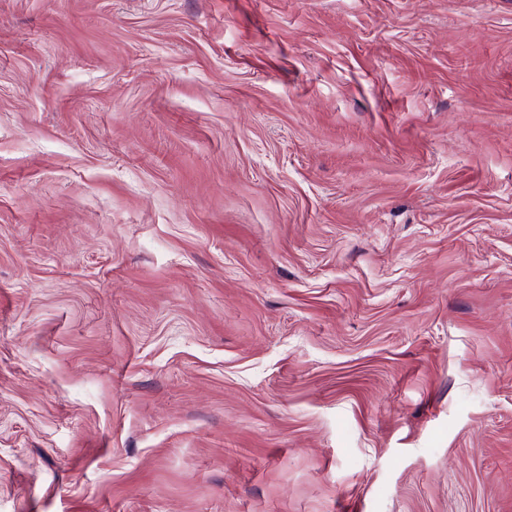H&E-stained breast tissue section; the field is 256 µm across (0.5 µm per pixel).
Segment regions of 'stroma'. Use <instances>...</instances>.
<instances>
[{
    "mask_svg": "<svg viewBox=\"0 0 512 512\" xmlns=\"http://www.w3.org/2000/svg\"><path fill=\"white\" fill-rule=\"evenodd\" d=\"M0 512H512V0H0Z\"/></svg>",
    "mask_w": 512,
    "mask_h": 512,
    "instance_id": "obj_1",
    "label": "stroma"
}]
</instances>
